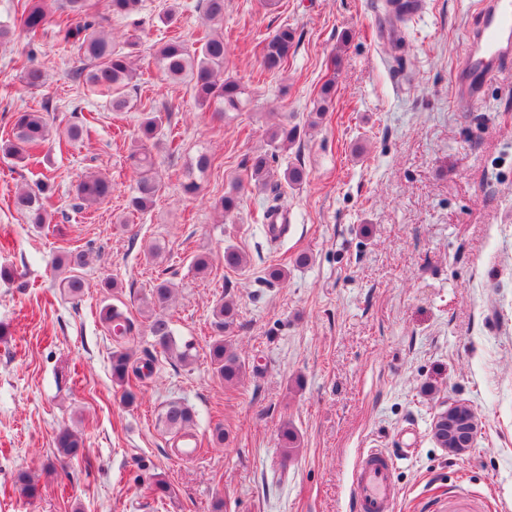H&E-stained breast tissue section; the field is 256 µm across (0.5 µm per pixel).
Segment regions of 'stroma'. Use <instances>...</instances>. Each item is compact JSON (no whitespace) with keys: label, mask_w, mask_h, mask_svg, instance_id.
I'll return each instance as SVG.
<instances>
[{"label":"stroma","mask_w":512,"mask_h":512,"mask_svg":"<svg viewBox=\"0 0 512 512\" xmlns=\"http://www.w3.org/2000/svg\"><path fill=\"white\" fill-rule=\"evenodd\" d=\"M199 0H142L124 19L106 17L116 48L138 35L137 79L126 112L77 85L79 62L46 28L36 47L23 35L0 45V137L17 111L48 110L67 124L74 106L92 113L88 138L47 147L25 168L0 157V512H351V473L378 448L395 461L391 512H512V66L480 99L461 101L457 68L475 21V0H423L407 24L383 0H225V77L240 81L241 111L216 118L191 87L163 80L155 52L177 34L194 44ZM176 19L162 20L168 8ZM298 44L287 70L261 73L257 45L281 26ZM47 74L37 90L20 77L26 51ZM336 79L332 109L309 127L316 87ZM168 111L152 146L164 188L154 206L132 210L137 174L128 156L146 107ZM285 122L305 127L278 165L299 163V186L281 185L288 230L269 240L263 206L271 191L247 185L245 159ZM214 163L198 171L199 155ZM112 182L103 204L82 209L75 185L88 173ZM53 187L54 224L36 229L10 205L22 187ZM196 180L190 199L181 184ZM242 184L234 217L213 206ZM91 248L87 288L61 299L56 263L66 246ZM161 255L149 260L150 246ZM235 246L237 270L221 256ZM211 258L206 274L195 255ZM308 254L307 265L294 262ZM285 270L269 278L271 266ZM111 280L112 289L102 288ZM174 283L168 308L185 363L168 359L147 331L135 356L154 372L134 405L112 381L113 342L98 320L113 303L137 321L160 281ZM229 297L238 317L228 333L246 370L228 384L213 371L212 310ZM192 408L201 444L184 460L157 416L168 402ZM462 402L478 421L472 448L453 455L432 436L438 412ZM290 424L300 450L284 460L279 431ZM224 444L207 446L215 425ZM63 428L85 441V458L54 461ZM29 473L39 486L26 496ZM165 476L174 495L147 490Z\"/></svg>","instance_id":"stroma-1"}]
</instances>
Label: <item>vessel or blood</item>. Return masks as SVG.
I'll return each instance as SVG.
<instances>
[{
    "label": "vessel or blood",
    "mask_w": 512,
    "mask_h": 512,
    "mask_svg": "<svg viewBox=\"0 0 512 512\" xmlns=\"http://www.w3.org/2000/svg\"><path fill=\"white\" fill-rule=\"evenodd\" d=\"M469 53L459 68L460 94L477 100L482 86L512 65V0H477ZM394 460L385 451H365L351 474L354 512H391L397 490Z\"/></svg>",
    "instance_id": "vessel-or-blood-1"
}]
</instances>
